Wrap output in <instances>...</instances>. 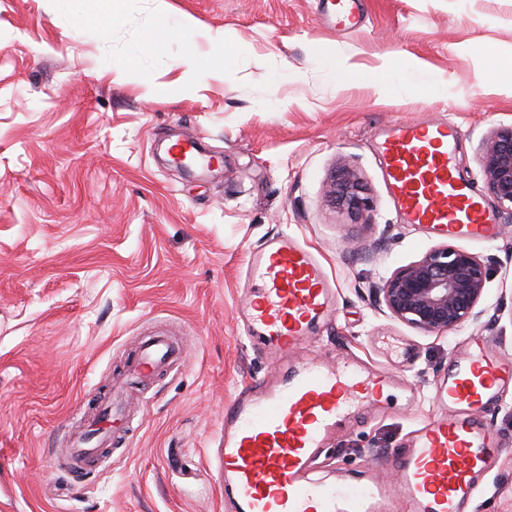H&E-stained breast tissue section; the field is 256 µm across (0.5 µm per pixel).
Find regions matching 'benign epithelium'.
Masks as SVG:
<instances>
[{
  "instance_id": "1",
  "label": "benign epithelium",
  "mask_w": 512,
  "mask_h": 512,
  "mask_svg": "<svg viewBox=\"0 0 512 512\" xmlns=\"http://www.w3.org/2000/svg\"><path fill=\"white\" fill-rule=\"evenodd\" d=\"M483 151L487 191L498 206L512 210V126L494 133ZM361 190L355 170L342 165L334 172L328 196L355 214L367 206ZM489 279V264L481 256L446 242L383 277L377 293L392 318L440 335L480 319Z\"/></svg>"
}]
</instances>
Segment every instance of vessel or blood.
I'll return each instance as SVG.
<instances>
[{"label": "vessel or blood", "instance_id": "obj_1", "mask_svg": "<svg viewBox=\"0 0 512 512\" xmlns=\"http://www.w3.org/2000/svg\"><path fill=\"white\" fill-rule=\"evenodd\" d=\"M328 26L344 30L361 23L360 0H323ZM461 137L451 121L419 120L390 125L379 150L396 205L404 220L452 239H495L500 223L458 171L454 153ZM252 288L246 336L274 359L308 343L333 307V282L318 257L295 235L269 239L249 259ZM178 344L152 332L130 360L140 378L179 354ZM393 382L357 364L286 366L276 380L252 385L224 405V493L234 512H389L396 496L410 512H465L492 465L496 441L473 416L502 388L512 386V361L474 341L438 388L446 417L430 423L412 447L397 457L395 482L347 478L320 484L308 476L310 460L331 432L358 406L377 403ZM104 408L73 436L69 470L95 463L112 429Z\"/></svg>", "mask_w": 512, "mask_h": 512}]
</instances>
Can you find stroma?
<instances>
[{
    "label": "stroma",
    "instance_id": "35a3bbf8",
    "mask_svg": "<svg viewBox=\"0 0 512 512\" xmlns=\"http://www.w3.org/2000/svg\"><path fill=\"white\" fill-rule=\"evenodd\" d=\"M166 2L112 0L109 26L90 0H0V512H231L224 405L281 371L241 335L245 265L286 228L336 283L334 312L289 361L347 360L396 383L389 404L337 426L314 481L392 479L393 454L447 416L435 388L472 340L512 358L510 211L494 241L464 244L492 266L479 321L424 335L374 295L440 242L401 220L377 140L452 119L457 168L483 189L482 146L512 125V0H362L344 31L320 0ZM172 133L200 140L211 172H179L159 145ZM342 163L371 201L355 218L325 197ZM150 328L180 356L110 452L70 473L71 426ZM481 420L499 452L473 512H512V387Z\"/></svg>",
    "mask_w": 512,
    "mask_h": 512
}]
</instances>
